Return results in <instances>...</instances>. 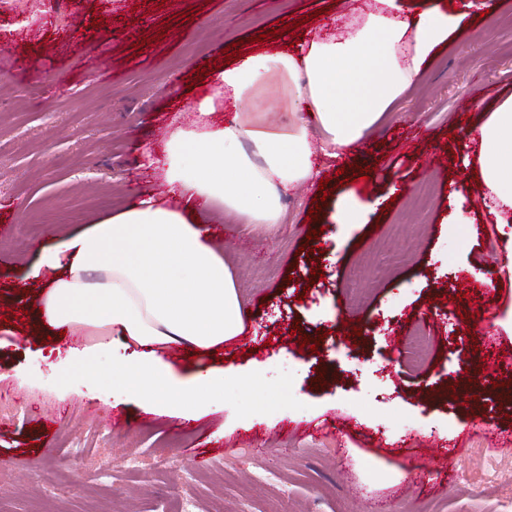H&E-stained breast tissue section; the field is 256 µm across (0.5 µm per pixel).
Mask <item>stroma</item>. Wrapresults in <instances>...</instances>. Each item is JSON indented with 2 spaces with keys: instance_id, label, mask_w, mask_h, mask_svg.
<instances>
[{
  "instance_id": "1",
  "label": "stroma",
  "mask_w": 512,
  "mask_h": 512,
  "mask_svg": "<svg viewBox=\"0 0 512 512\" xmlns=\"http://www.w3.org/2000/svg\"><path fill=\"white\" fill-rule=\"evenodd\" d=\"M467 2L359 146L364 223L332 222L348 187L322 156L277 235L210 225L248 310L221 357L259 384L225 382L187 421L94 399L108 352L63 383L50 340L12 321L43 285L30 266L63 229L166 194L141 148L163 149L225 47L271 49L277 24L352 0H0V512H512V267L471 133L512 96V0L494 27ZM417 330L431 352L413 362L388 341Z\"/></svg>"
}]
</instances>
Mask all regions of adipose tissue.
<instances>
[{
  "label": "adipose tissue",
  "mask_w": 512,
  "mask_h": 512,
  "mask_svg": "<svg viewBox=\"0 0 512 512\" xmlns=\"http://www.w3.org/2000/svg\"><path fill=\"white\" fill-rule=\"evenodd\" d=\"M460 22L438 0H420L413 12L405 0H373L346 21L284 33L273 50L211 71L193 119L175 129L163 153L169 197L179 205L147 197L40 252L39 268L54 277L34 311L35 331L97 339L70 346L71 377L90 374L96 353L116 336L125 353L112 360V388L148 392L152 408L195 420L210 404L208 392L228 381L252 384V374L232 367L182 381L163 358L174 346L190 357L214 352L243 330L244 303L205 224L220 209L278 232L282 196L315 176L316 152L355 153ZM273 84L286 114L276 125L241 108L261 104ZM474 134L480 192L508 229L512 261V97L485 113Z\"/></svg>",
  "instance_id": "1"
}]
</instances>
